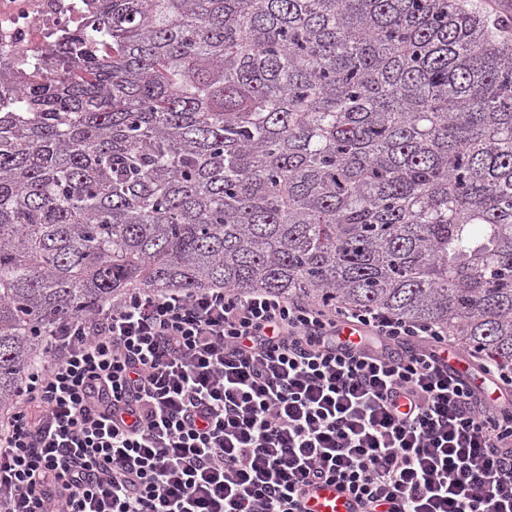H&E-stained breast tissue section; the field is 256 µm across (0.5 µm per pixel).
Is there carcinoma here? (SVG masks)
Instances as JSON below:
<instances>
[{
	"instance_id": "obj_1",
	"label": "carcinoma",
	"mask_w": 512,
	"mask_h": 512,
	"mask_svg": "<svg viewBox=\"0 0 512 512\" xmlns=\"http://www.w3.org/2000/svg\"><path fill=\"white\" fill-rule=\"evenodd\" d=\"M214 284L512 366V47L461 0H98L1 69L0 412L61 319Z\"/></svg>"
}]
</instances>
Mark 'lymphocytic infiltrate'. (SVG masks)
Wrapping results in <instances>:
<instances>
[{"mask_svg":"<svg viewBox=\"0 0 512 512\" xmlns=\"http://www.w3.org/2000/svg\"><path fill=\"white\" fill-rule=\"evenodd\" d=\"M458 359L373 307L129 289L24 376L0 512H304L320 483L359 512H512V370Z\"/></svg>","mask_w":512,"mask_h":512,"instance_id":"1","label":"lymphocytic infiltrate"}]
</instances>
